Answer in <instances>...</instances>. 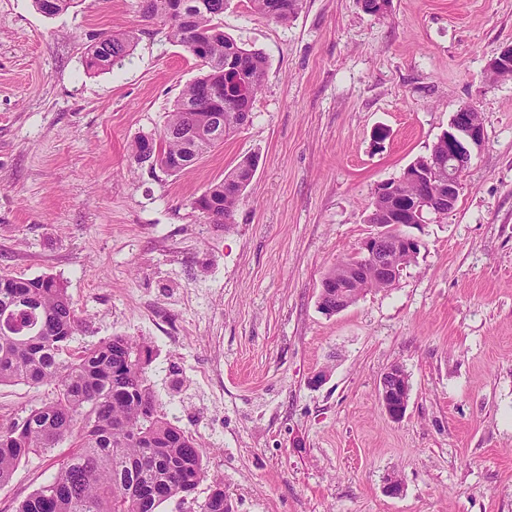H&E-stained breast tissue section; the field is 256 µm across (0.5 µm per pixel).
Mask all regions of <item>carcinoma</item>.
I'll return each mask as SVG.
<instances>
[{"label":"carcinoma","instance_id":"1","mask_svg":"<svg viewBox=\"0 0 512 512\" xmlns=\"http://www.w3.org/2000/svg\"><path fill=\"white\" fill-rule=\"evenodd\" d=\"M263 18L286 24L301 0H248ZM73 0H35L46 16L66 11ZM172 0H141L142 18L169 24L170 37L192 48L206 68L186 85L168 115L159 155L151 167L176 173L224 144L241 129L240 113H251L267 74L264 56L224 35L219 20L228 0H184V13L171 12ZM135 46V34L102 35L89 45L86 66L106 71L119 65ZM231 64L248 85L240 100L224 83ZM223 119L221 129L211 118ZM431 158L448 175L447 134L433 145ZM255 161L243 158L224 179L194 201L213 224H231ZM80 319L64 282L53 276H0V385H51L54 395L0 430V488L30 454L52 451L63 442L72 450L58 462L54 478L40 485L16 512H161L173 499L195 502L197 486L208 479L194 440L157 407L148 384L150 345L133 336H114L81 351L71 349ZM200 512H232L224 483L211 478Z\"/></svg>","mask_w":512,"mask_h":512}]
</instances>
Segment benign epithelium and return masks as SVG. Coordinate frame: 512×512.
Returning a JSON list of instances; mask_svg holds the SVG:
<instances>
[{"label":"benign epithelium","instance_id":"7a95c632","mask_svg":"<svg viewBox=\"0 0 512 512\" xmlns=\"http://www.w3.org/2000/svg\"><path fill=\"white\" fill-rule=\"evenodd\" d=\"M489 74L498 80L512 79V46L501 50L488 65ZM473 109H463L453 116L448 126V177H442L432 161L414 170H405L395 181L377 185L373 201L384 200L383 216L392 224H400L409 216L424 222L427 214H444L451 211L463 189L460 172L470 164L472 154L485 143L483 123L473 118ZM423 187V195L414 199L402 191L405 181ZM421 242L410 235L391 236L387 225L364 238L352 254V259L341 263L343 280L336 282V304L325 307L333 315L356 302L365 292L358 287L368 269L378 280L391 286L400 277L406 262L420 251ZM409 377L403 367L393 365L379 381V401L385 414L394 421L404 418L409 402Z\"/></svg>","mask_w":512,"mask_h":512}]
</instances>
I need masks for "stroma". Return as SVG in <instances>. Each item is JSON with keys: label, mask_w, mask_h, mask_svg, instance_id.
Returning a JSON list of instances; mask_svg holds the SVG:
<instances>
[{"label": "stroma", "mask_w": 512, "mask_h": 512, "mask_svg": "<svg viewBox=\"0 0 512 512\" xmlns=\"http://www.w3.org/2000/svg\"><path fill=\"white\" fill-rule=\"evenodd\" d=\"M137 3L49 17L0 0V276L65 282L73 350L149 342L160 409L233 512H512V82L487 74L512 46V0H391L380 16L302 0L285 25L230 0L224 33L265 57L266 82L249 123L177 173L135 167L130 144L203 69ZM129 29L122 65L87 70L93 39ZM465 105L486 141L455 208L405 225L422 247L395 285L323 313L324 275L375 230L377 184ZM247 156L233 224L208 223L195 199ZM394 364L411 385L398 422L378 397ZM51 396L1 385L0 428ZM63 453L23 460L0 512Z\"/></svg>", "instance_id": "obj_1"}]
</instances>
